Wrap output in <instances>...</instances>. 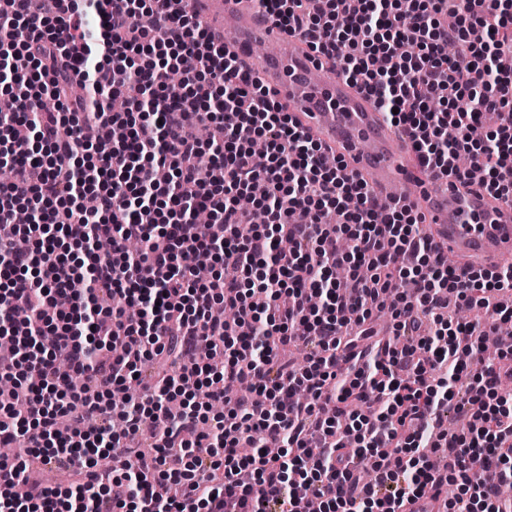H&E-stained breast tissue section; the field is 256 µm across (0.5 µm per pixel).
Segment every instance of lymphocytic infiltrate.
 I'll return each instance as SVG.
<instances>
[{
    "mask_svg": "<svg viewBox=\"0 0 512 512\" xmlns=\"http://www.w3.org/2000/svg\"><path fill=\"white\" fill-rule=\"evenodd\" d=\"M5 2L0 335L14 348L0 379L14 394L0 443L17 451L0 462L13 475L0 512H401L448 486L446 512H512V353L478 347L512 322V265H448L404 198L379 210L344 160L326 166L258 72L173 0ZM251 2L353 79L425 174L470 187L456 164L468 153L487 167L480 188L512 202V0ZM186 56L195 68L169 85ZM102 123L126 139L90 144ZM203 124L206 142L191 133ZM258 181L252 209L234 203ZM19 208L37 224H13ZM199 208L211 223H192ZM205 260L222 266L207 282ZM459 302L488 321L447 322ZM297 345L299 366L285 356ZM158 356L173 368L145 382ZM454 402L469 426L451 434ZM33 462L80 481L25 485Z\"/></svg>",
    "mask_w": 512,
    "mask_h": 512,
    "instance_id": "1",
    "label": "lymphocytic infiltrate"
}]
</instances>
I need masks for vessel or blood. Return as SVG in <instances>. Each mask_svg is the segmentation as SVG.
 I'll list each match as a JSON object with an SVG mask.
<instances>
[{"label": "vessel or blood", "mask_w": 512, "mask_h": 512, "mask_svg": "<svg viewBox=\"0 0 512 512\" xmlns=\"http://www.w3.org/2000/svg\"><path fill=\"white\" fill-rule=\"evenodd\" d=\"M188 7L223 41L225 52L258 70L278 100L290 105L298 124L333 146L349 171L375 194L405 184L409 200L425 213L430 237L441 249L468 264L512 262V203L459 187L416 185L395 147L400 129L375 112L371 100L336 68L311 59L301 37H288L287 51L255 57V45L280 29L270 17L253 11L249 0H189Z\"/></svg>", "instance_id": "b4317fda"}]
</instances>
